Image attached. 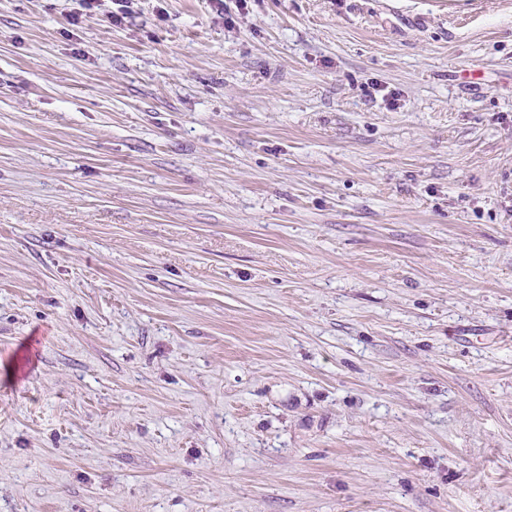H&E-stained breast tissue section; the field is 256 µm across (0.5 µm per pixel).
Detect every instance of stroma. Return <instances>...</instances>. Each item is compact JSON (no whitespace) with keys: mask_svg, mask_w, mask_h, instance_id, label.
<instances>
[{"mask_svg":"<svg viewBox=\"0 0 512 512\" xmlns=\"http://www.w3.org/2000/svg\"><path fill=\"white\" fill-rule=\"evenodd\" d=\"M0 0V512H512V0Z\"/></svg>","mask_w":512,"mask_h":512,"instance_id":"1","label":"stroma"}]
</instances>
